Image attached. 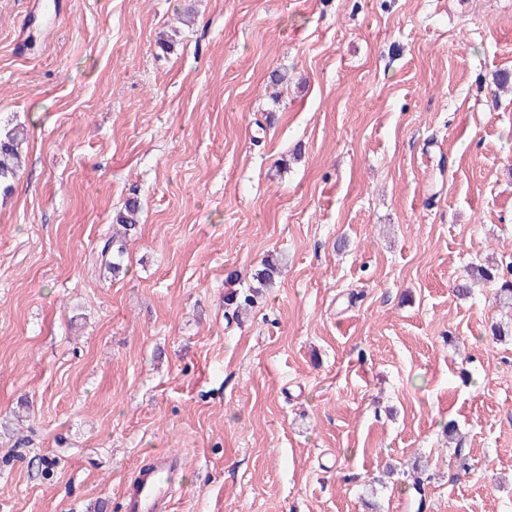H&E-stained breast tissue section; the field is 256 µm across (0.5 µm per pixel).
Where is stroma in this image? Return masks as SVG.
I'll return each mask as SVG.
<instances>
[{
	"mask_svg": "<svg viewBox=\"0 0 512 512\" xmlns=\"http://www.w3.org/2000/svg\"><path fill=\"white\" fill-rule=\"evenodd\" d=\"M506 71L512 0H0V512H512ZM27 143V130L23 126H0V196L11 195L18 178ZM140 202L130 198L125 202L124 208L117 212L113 222L115 232L101 245L100 254L105 258V267L116 276L123 270V257L126 253L127 239L135 236L140 224ZM279 274L280 268L277 260L273 257L265 258L261 261L260 268L252 276L258 286L243 290L235 288L236 284L240 283V278L238 273L231 272L225 279L226 288H228L224 294L225 309L232 310L234 315L239 316L242 311L254 304L255 294H259L261 288H269ZM467 276L472 283L493 284L498 305L512 309V277L504 279L501 276L499 262L475 264L469 268ZM181 457L162 452L154 456L150 464L141 466L130 485L123 493V512H170L173 487L162 481L159 473L171 471Z\"/></svg>",
	"mask_w": 512,
	"mask_h": 512,
	"instance_id": "stroma-1",
	"label": "stroma"
}]
</instances>
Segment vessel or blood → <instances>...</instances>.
Listing matches in <instances>:
<instances>
[{
  "instance_id": "obj_1",
  "label": "vessel or blood",
  "mask_w": 512,
  "mask_h": 512,
  "mask_svg": "<svg viewBox=\"0 0 512 512\" xmlns=\"http://www.w3.org/2000/svg\"><path fill=\"white\" fill-rule=\"evenodd\" d=\"M179 461L178 455L162 452L149 465L140 467L123 493L122 512H171L173 487L160 475L171 471Z\"/></svg>"
}]
</instances>
